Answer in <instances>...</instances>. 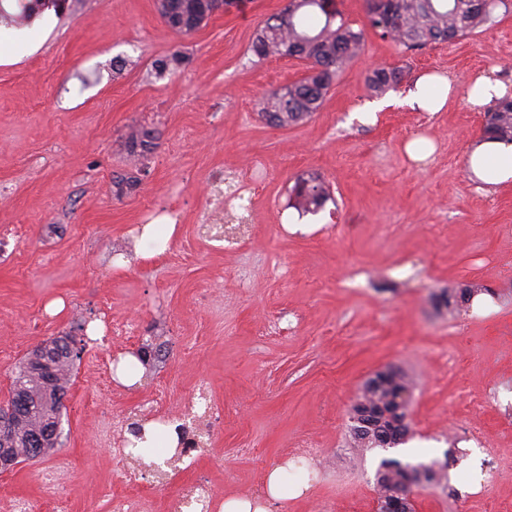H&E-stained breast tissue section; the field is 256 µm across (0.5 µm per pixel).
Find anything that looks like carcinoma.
Segmentation results:
<instances>
[{"mask_svg":"<svg viewBox=\"0 0 512 512\" xmlns=\"http://www.w3.org/2000/svg\"><path fill=\"white\" fill-rule=\"evenodd\" d=\"M506 0H366L367 26L408 50L455 41L470 35L491 21ZM230 0H169L160 8L165 24L179 33H190ZM365 30H355L336 9L333 0H286L284 7L268 17L257 31L250 51L260 59L291 57L305 62L309 74L284 91L269 93L261 114L277 126H293L309 119L321 107L336 77L363 51ZM400 68H377L367 78L368 89L382 94L399 84ZM484 138L512 142V100L496 101L487 112ZM291 195L294 206L314 213L331 199L329 185L318 175L296 179ZM61 354L52 358L55 377L46 381L31 366L32 356L16 366L6 402L14 409L12 434L0 439V448H10L13 463L19 459L44 458L55 448L35 445L36 433L51 421H60L76 362L83 349L70 335L50 340ZM413 400L411 380L399 369L390 368L378 380L364 384L357 404L369 415V425L355 423L350 428L357 448H395L405 442L409 423L404 421ZM444 467L404 463L396 458L381 461L377 478V512L394 495L404 508L414 512L411 488L436 484Z\"/></svg>","mask_w":512,"mask_h":512,"instance_id":"obj_1","label":"carcinoma"}]
</instances>
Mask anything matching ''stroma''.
<instances>
[{"instance_id": "35a3bbf8", "label": "stroma", "mask_w": 512, "mask_h": 512, "mask_svg": "<svg viewBox=\"0 0 512 512\" xmlns=\"http://www.w3.org/2000/svg\"><path fill=\"white\" fill-rule=\"evenodd\" d=\"M247 3L181 34L158 0H0V225L24 228L0 262V398L50 338H99L107 301L136 326L120 352L151 359L106 396L83 351L57 449L72 462L68 512H109L125 489L111 448L94 440L101 420L151 401L158 382L176 403L202 380L224 418L195 470L222 496L259 493L267 469L310 439L324 480L270 512H376L386 457L447 463L445 487L414 488L415 512H512V186L487 188L467 166L487 113L469 104L471 84L489 74L512 90V0L472 35L418 51L367 31L364 54L295 126L268 123L260 103L305 77V63L250 50L285 0ZM175 53L176 68L158 73ZM382 66L404 77L378 96L366 78ZM424 73L452 81L441 112L404 101ZM134 129L149 132L147 147L130 149ZM417 138L434 145L421 161L405 150ZM256 169L248 242L217 248L198 189ZM310 172L333 198L302 216L289 190ZM147 202L183 221L139 258L128 227ZM448 288L475 295L451 313ZM388 367L415 383L413 436L353 447L356 396ZM50 465L0 473V512L13 497L49 512Z\"/></svg>"}]
</instances>
